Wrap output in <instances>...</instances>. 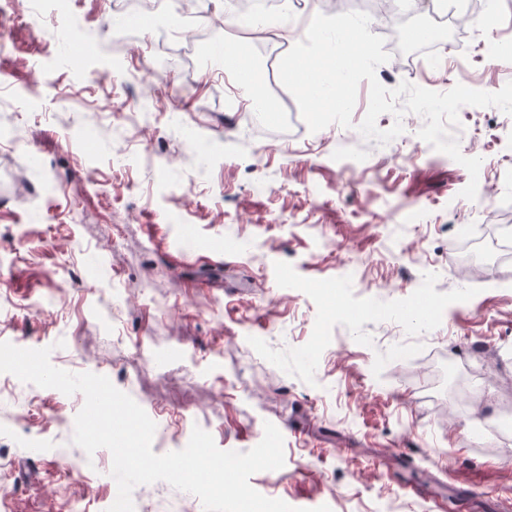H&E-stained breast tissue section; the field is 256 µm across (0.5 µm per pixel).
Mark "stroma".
<instances>
[{"label":"stroma","instance_id":"obj_1","mask_svg":"<svg viewBox=\"0 0 512 512\" xmlns=\"http://www.w3.org/2000/svg\"><path fill=\"white\" fill-rule=\"evenodd\" d=\"M123 0H71L69 41L0 14V342L50 348L72 373L106 376L155 422L152 449H183L193 427L245 452L265 423L284 438L281 469L251 486L300 512H432L429 497L512 500V265L476 262L512 223V116L459 111L460 150L482 157L476 200L454 160L416 150L424 120L404 115L385 145L349 128L310 132L279 82L280 59L312 10L362 0H278L275 29L226 25L210 0L204 35L158 41L151 15L112 20ZM376 71L444 93L495 92L508 37L483 16L451 27L394 0ZM123 14V13H122ZM240 45L272 112L247 131L225 108L236 93L218 52ZM178 63L155 77L162 56ZM53 69L55 88L42 84ZM24 96V107L13 104ZM160 167L139 160L143 150ZM82 394L0 373V512H107L112 455L73 444ZM419 494L406 496L404 485ZM135 512H203L158 481L137 486Z\"/></svg>","mask_w":512,"mask_h":512}]
</instances>
